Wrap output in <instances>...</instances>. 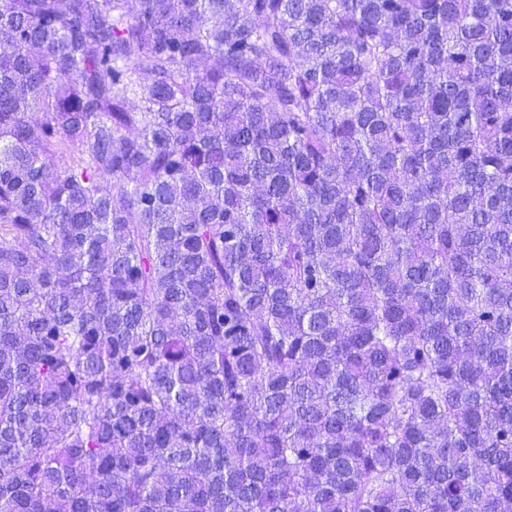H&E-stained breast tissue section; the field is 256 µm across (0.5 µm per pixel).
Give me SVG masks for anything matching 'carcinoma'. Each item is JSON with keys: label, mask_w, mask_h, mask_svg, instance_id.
<instances>
[{"label": "carcinoma", "mask_w": 512, "mask_h": 512, "mask_svg": "<svg viewBox=\"0 0 512 512\" xmlns=\"http://www.w3.org/2000/svg\"><path fill=\"white\" fill-rule=\"evenodd\" d=\"M0 512H512V0H0Z\"/></svg>", "instance_id": "1"}]
</instances>
